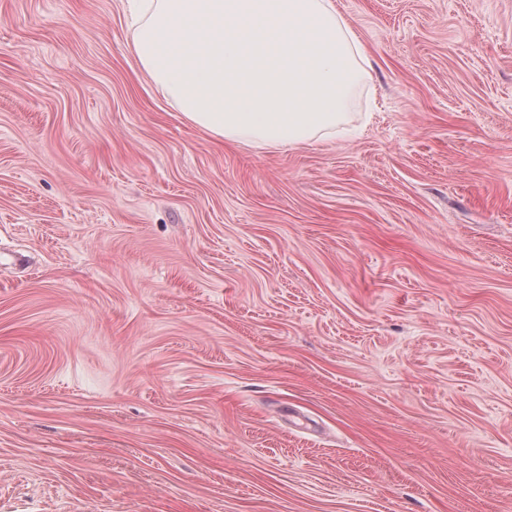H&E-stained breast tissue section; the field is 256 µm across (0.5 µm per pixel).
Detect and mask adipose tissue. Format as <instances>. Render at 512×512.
I'll return each instance as SVG.
<instances>
[{"label":"adipose tissue","instance_id":"adipose-tissue-1","mask_svg":"<svg viewBox=\"0 0 512 512\" xmlns=\"http://www.w3.org/2000/svg\"><path fill=\"white\" fill-rule=\"evenodd\" d=\"M131 49L193 125L274 147L335 132L365 59L334 0H144Z\"/></svg>","mask_w":512,"mask_h":512}]
</instances>
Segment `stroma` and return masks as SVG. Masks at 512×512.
<instances>
[{
  "instance_id": "stroma-1",
  "label": "stroma",
  "mask_w": 512,
  "mask_h": 512,
  "mask_svg": "<svg viewBox=\"0 0 512 512\" xmlns=\"http://www.w3.org/2000/svg\"><path fill=\"white\" fill-rule=\"evenodd\" d=\"M334 2L360 132L262 147L0 0V512H512V0Z\"/></svg>"
}]
</instances>
